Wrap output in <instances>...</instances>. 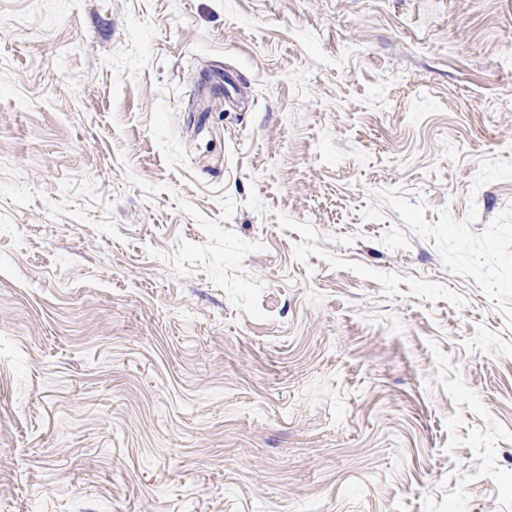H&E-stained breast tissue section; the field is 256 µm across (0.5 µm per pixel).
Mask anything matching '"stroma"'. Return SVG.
I'll list each match as a JSON object with an SVG mask.
<instances>
[{
  "instance_id": "stroma-1",
  "label": "stroma",
  "mask_w": 512,
  "mask_h": 512,
  "mask_svg": "<svg viewBox=\"0 0 512 512\" xmlns=\"http://www.w3.org/2000/svg\"><path fill=\"white\" fill-rule=\"evenodd\" d=\"M512 0H0V512H512Z\"/></svg>"
}]
</instances>
